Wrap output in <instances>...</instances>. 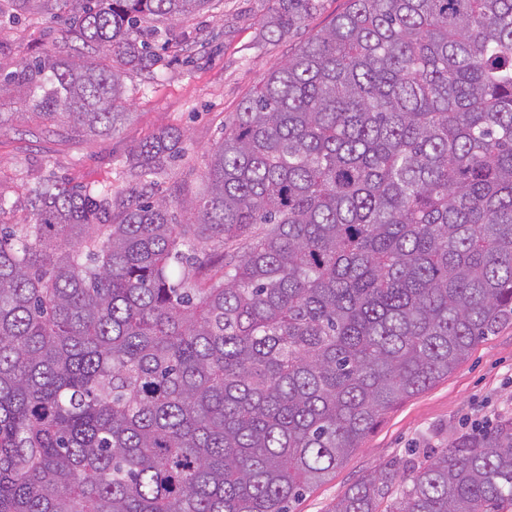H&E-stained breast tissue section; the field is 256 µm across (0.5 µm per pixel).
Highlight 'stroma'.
Returning a JSON list of instances; mask_svg holds the SVG:
<instances>
[{
  "mask_svg": "<svg viewBox=\"0 0 512 512\" xmlns=\"http://www.w3.org/2000/svg\"><path fill=\"white\" fill-rule=\"evenodd\" d=\"M348 0H321L300 28L267 42L261 25L271 0H211L202 13L176 24L154 71H123L127 99L124 120L112 131L83 135L66 124L50 125L24 114L18 92L0 97V197L12 208L0 221H22L28 187L44 179L73 186L108 183L123 195L175 198L201 182L208 154L224 126L274 64L283 62L312 35L329 27ZM65 6L43 14H0V66L63 51L78 55V43L59 42ZM164 128L183 134V156L154 181L131 176L128 159L142 142ZM512 415V325L479 343L448 377L387 410L379 424L335 473L291 505V512H331L350 486L364 476L395 469L396 485L447 447L461 430Z\"/></svg>",
  "mask_w": 512,
  "mask_h": 512,
  "instance_id": "1",
  "label": "stroma"
}]
</instances>
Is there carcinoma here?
Here are the masks:
<instances>
[{"label": "carcinoma", "mask_w": 512, "mask_h": 512, "mask_svg": "<svg viewBox=\"0 0 512 512\" xmlns=\"http://www.w3.org/2000/svg\"><path fill=\"white\" fill-rule=\"evenodd\" d=\"M211 0H62L0 69L42 121L112 130L156 22ZM268 41L320 0H272ZM180 133L139 146L135 176ZM0 223V512H289L385 411L512 321V0H349L274 65L180 203L44 180ZM224 248L220 270L186 253ZM373 472L332 512H379ZM387 512H512V416ZM12 5L4 6L0 21V65L8 70L15 69L22 61L46 52L62 51L80 56V42L64 45L60 39L63 27L60 16L69 10L68 5L60 4L51 13L28 15L14 18ZM57 38L54 40V38ZM59 41V42H56ZM80 48V49H78Z\"/></svg>", "instance_id": "1"}]
</instances>
